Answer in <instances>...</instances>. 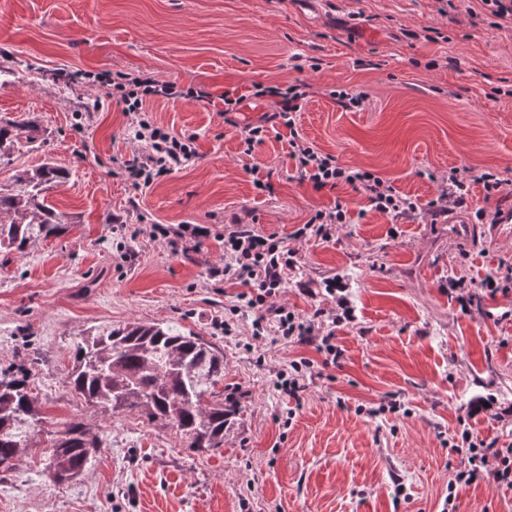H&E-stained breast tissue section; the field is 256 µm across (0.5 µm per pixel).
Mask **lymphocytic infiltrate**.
Listing matches in <instances>:
<instances>
[{
	"label": "lymphocytic infiltrate",
	"instance_id": "lymphocytic-infiltrate-1",
	"mask_svg": "<svg viewBox=\"0 0 512 512\" xmlns=\"http://www.w3.org/2000/svg\"><path fill=\"white\" fill-rule=\"evenodd\" d=\"M102 86L112 87L117 105L129 116L135 129L137 143L133 153L115 158L114 173L127 177L134 187H149L161 178L179 169L197 154L196 138L179 135L157 125L148 115L146 105L157 100H208V92L181 88L177 83L162 81L152 76H134L125 72L97 74ZM255 97H267L273 102V113L264 114L257 122L247 125L242 138L243 155H252L270 135L287 128L288 156L295 163L302 179L315 190L351 186L380 214L398 220L425 213L433 220L447 218L448 214L469 206L468 183H482L486 198H494L502 191L503 181L492 170L470 177L468 171L451 168L443 180L436 198L427 203L402 195L395 186L376 173L339 165L335 157L322 152L307 142L296 125V116L309 95V86L297 82L287 87L256 85ZM350 221L346 205L316 210L305 224L285 241L278 234L262 235L249 224H228L224 227V262L211 267L208 277L216 284H239L243 290L236 296L238 306L252 315L251 336L270 344L311 343L321 355L320 363L306 358L289 361L286 369L277 374L278 390L290 400L302 401L313 377L315 365L323 368L338 366L343 356L336 344V324L349 322L353 312L347 301L336 294L335 281H327L326 291L333 298L330 308L315 309L303 315L275 299L285 285L290 271L298 267L296 242L309 240L330 241L336 227ZM210 227L200 224H153L149 227L152 239L164 243L173 251L189 252L193 243L211 236ZM458 426L448 434V446L461 461L448 484L441 512H457V489L478 480L490 479L499 485L512 487V448H497L493 443L474 436L465 417H458Z\"/></svg>",
	"mask_w": 512,
	"mask_h": 512
}]
</instances>
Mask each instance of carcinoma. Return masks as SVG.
<instances>
[{
    "label": "carcinoma",
    "mask_w": 512,
    "mask_h": 512,
    "mask_svg": "<svg viewBox=\"0 0 512 512\" xmlns=\"http://www.w3.org/2000/svg\"><path fill=\"white\" fill-rule=\"evenodd\" d=\"M38 140L34 124L0 118V158ZM69 176L50 163L18 171V189L0 192L1 254H21L66 230L43 192ZM29 357L18 351L0 366V477L17 472L27 450L43 444L44 470L54 482L69 483L101 451L104 439L81 418L62 431L45 429ZM71 361L67 386L87 407L159 423L198 453L224 448L237 408L224 399V352L204 337L140 321L88 328L74 342Z\"/></svg>",
    "instance_id": "obj_1"
}]
</instances>
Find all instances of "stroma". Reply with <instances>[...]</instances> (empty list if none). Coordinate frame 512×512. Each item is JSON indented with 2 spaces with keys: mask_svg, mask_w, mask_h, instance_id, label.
Segmentation results:
<instances>
[{
  "mask_svg": "<svg viewBox=\"0 0 512 512\" xmlns=\"http://www.w3.org/2000/svg\"><path fill=\"white\" fill-rule=\"evenodd\" d=\"M312 57L318 69L297 68ZM60 69L76 80L58 82ZM102 69L244 101L231 125L211 105L150 102L158 125L197 134V155L138 190L112 173L113 157L132 150L128 118L79 77ZM298 80L311 87L297 116L302 136L343 166L376 172L423 203L453 167L512 181V31L491 28L480 0H0V118L33 122L44 140L0 160V191L46 161L71 173L46 192L66 231L0 264V359L27 328L44 349L35 385L47 429L79 416L111 435L66 485L47 477L42 449H28L0 481V512H439L460 461L445 444L458 417L512 448V293L468 312L448 289L454 270L478 283L512 263V234L465 210L444 224L425 214L391 223L350 186L317 191L301 180L284 140L242 155L244 125L269 110L255 85ZM336 88L366 93L363 107L343 109L329 95ZM98 97L103 109L83 113ZM265 177L269 195L255 187ZM339 200L350 223L331 241L299 243L300 268L279 300L304 315L330 307L332 279L354 320L336 328L340 367L314 375L296 407L275 373L318 354L252 340L245 310L235 335L224 334L238 289L210 286V267L224 261L215 234L237 218L287 238ZM145 220L214 235L175 253L132 235ZM132 321L176 325L223 350L239 413L219 453H196L159 424L88 409L70 394L77 334ZM394 400L408 415L358 411ZM457 512H512V488L460 487Z\"/></svg>",
  "mask_w": 512,
  "mask_h": 512,
  "instance_id": "1",
  "label": "stroma"
}]
</instances>
